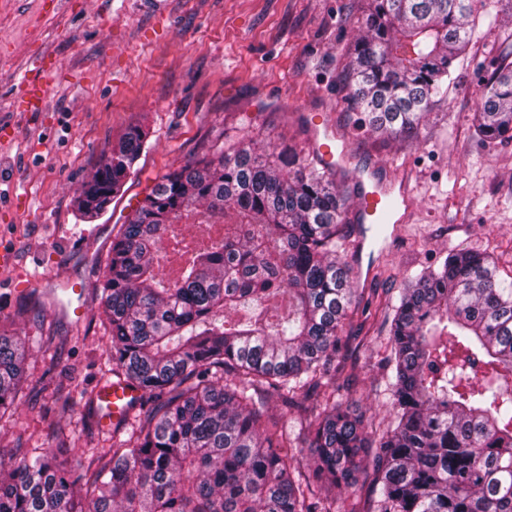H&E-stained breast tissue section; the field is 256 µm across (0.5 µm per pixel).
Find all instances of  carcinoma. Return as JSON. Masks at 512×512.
<instances>
[{"mask_svg":"<svg viewBox=\"0 0 512 512\" xmlns=\"http://www.w3.org/2000/svg\"><path fill=\"white\" fill-rule=\"evenodd\" d=\"M357 2L346 100L371 132L411 138L486 0ZM474 125L512 141V61L484 79ZM147 141L128 128L83 182L81 215L107 211ZM346 202L327 170L254 139L156 182L96 288L112 381L141 396L79 472L17 445L0 512H512V281L491 254L448 246L439 267L401 283L380 432L336 382L355 297ZM28 343L0 329V418L17 409ZM305 448L303 472L291 460ZM365 448L376 455L364 502Z\"/></svg>","mask_w":512,"mask_h":512,"instance_id":"obj_1","label":"carcinoma"}]
</instances>
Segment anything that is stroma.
<instances>
[{
    "label": "stroma",
    "mask_w": 512,
    "mask_h": 512,
    "mask_svg": "<svg viewBox=\"0 0 512 512\" xmlns=\"http://www.w3.org/2000/svg\"><path fill=\"white\" fill-rule=\"evenodd\" d=\"M353 0H0L13 22L0 28V245L18 268H0V325L51 344L30 350L19 407L0 421V463L16 444L64 448L79 459L110 442L83 427L82 388L107 375L102 306L96 288L112 239L165 174L200 158L213 143L247 136L311 156V113L344 147L336 183L357 203L361 171L411 170L412 213L394 248L353 272L359 294L345 327L355 367L357 412L384 429L382 360L387 355L385 291L438 264L448 245L493 255L512 279V141L489 143L472 121L491 60L512 52V17L480 21L416 139H384L354 127L341 77L343 48L358 33ZM51 65L45 108L12 107L23 76ZM151 139L123 194L90 220L75 199L88 174L130 126ZM78 281L83 298L67 285ZM83 306L82 318L62 306ZM74 401L62 412L59 396Z\"/></svg>",
    "instance_id": "obj_1"
}]
</instances>
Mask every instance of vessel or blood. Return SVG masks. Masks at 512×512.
<instances>
[{
  "mask_svg": "<svg viewBox=\"0 0 512 512\" xmlns=\"http://www.w3.org/2000/svg\"><path fill=\"white\" fill-rule=\"evenodd\" d=\"M53 79L49 69H42L39 83L22 79V93L17 100L19 109L29 114H39L44 110L43 86ZM357 206L354 217L358 222L357 242L365 244L372 225H386L387 231L382 239L384 247L393 246L406 223L411 211L412 190L408 180L388 181L371 174L357 176ZM140 396L138 389L124 385L111 384L101 389V401L104 405L102 421L112 425L118 421L130 404Z\"/></svg>",
  "mask_w": 512,
  "mask_h": 512,
  "instance_id": "1",
  "label": "vessel or blood"
}]
</instances>
